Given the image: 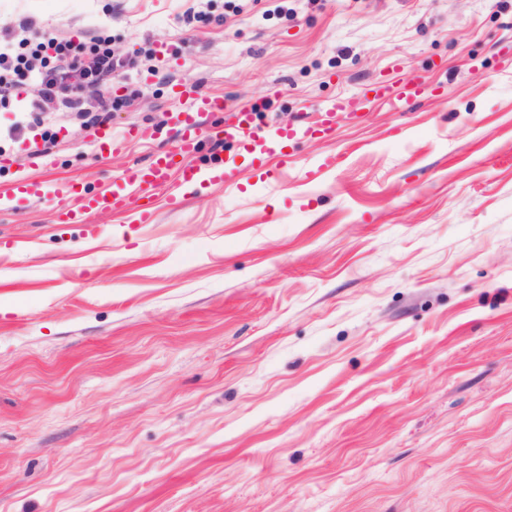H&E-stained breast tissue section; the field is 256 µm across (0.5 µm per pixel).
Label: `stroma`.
I'll use <instances>...</instances> for the list:
<instances>
[{
    "label": "stroma",
    "mask_w": 512,
    "mask_h": 512,
    "mask_svg": "<svg viewBox=\"0 0 512 512\" xmlns=\"http://www.w3.org/2000/svg\"><path fill=\"white\" fill-rule=\"evenodd\" d=\"M47 32L120 90L101 126L12 88L0 195L148 164L176 84L285 127L428 91L148 224L0 207V512H512V0H0Z\"/></svg>",
    "instance_id": "stroma-1"
}]
</instances>
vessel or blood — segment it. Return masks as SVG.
<instances>
[{
    "label": "vessel or blood",
    "instance_id": "b4317fda",
    "mask_svg": "<svg viewBox=\"0 0 512 512\" xmlns=\"http://www.w3.org/2000/svg\"><path fill=\"white\" fill-rule=\"evenodd\" d=\"M171 93L177 102L171 121L177 126L179 137L172 148L158 154L149 165L125 168L109 188L98 193L85 192L71 181L45 185L20 179L10 188L6 203L41 199L53 204L54 223L84 224L92 214L134 206L141 192L168 188L173 182L180 189L197 185L226 188L235 181L239 155H249L258 166L270 155L288 158L294 143L304 136L332 135L340 121L365 118L370 103L391 100L403 106L411 105L424 97L426 87L414 74L386 83H371L358 97L340 99L320 110L315 122L288 128L253 123V113L267 105L263 98L231 104L224 97L179 84L173 86ZM208 112L223 113L224 126L216 130L215 136L235 146L237 152L225 156L222 164L202 167L193 160L196 142L202 135L197 119Z\"/></svg>",
    "mask_w": 512,
    "mask_h": 512
}]
</instances>
